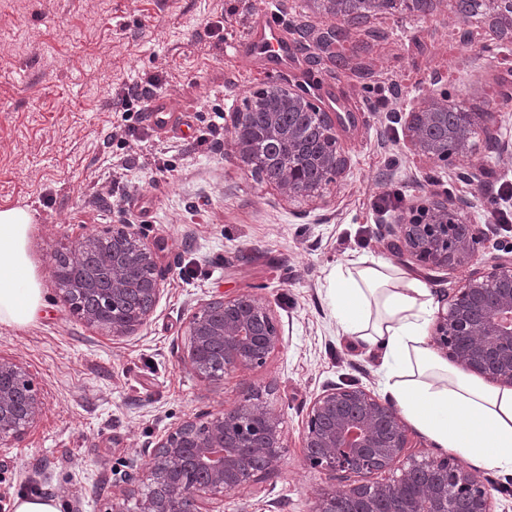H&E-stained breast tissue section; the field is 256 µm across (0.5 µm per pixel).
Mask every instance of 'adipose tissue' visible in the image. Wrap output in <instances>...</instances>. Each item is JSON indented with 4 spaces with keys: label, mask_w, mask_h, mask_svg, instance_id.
I'll return each instance as SVG.
<instances>
[{
    "label": "adipose tissue",
    "mask_w": 512,
    "mask_h": 512,
    "mask_svg": "<svg viewBox=\"0 0 512 512\" xmlns=\"http://www.w3.org/2000/svg\"><path fill=\"white\" fill-rule=\"evenodd\" d=\"M32 230L28 209L0 208V323L18 328L43 306L28 251ZM330 294L343 333L382 348L383 389L424 433L465 458L512 470V388L450 369L427 346L432 298L418 278L362 256L337 266Z\"/></svg>",
    "instance_id": "obj_1"
}]
</instances>
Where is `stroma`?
<instances>
[{
  "mask_svg": "<svg viewBox=\"0 0 512 512\" xmlns=\"http://www.w3.org/2000/svg\"><path fill=\"white\" fill-rule=\"evenodd\" d=\"M260 13L277 14L291 47L277 72L232 50ZM491 20L463 23L446 5L353 26L312 0H0V207L33 214L44 300L29 327L0 324V357L24 368L42 402L36 423L0 444V506L37 494L61 512H111L160 437L250 393L280 415L282 464L213 512H313L335 482L303 456L311 399L332 384L382 392L378 353L336 324V266L391 259L384 225L445 198L471 201L467 219L488 233L483 258L512 250V223L499 221L512 194L498 192L512 186V35L493 36ZM333 29L344 38L321 50ZM136 83L153 84L171 110L110 140L118 95ZM272 85L355 115L341 134L347 168L319 195L281 196L239 161L228 131L219 145L199 142L216 113ZM443 94L487 129L448 165L415 150L407 132L410 113ZM488 135L502 152L487 150ZM471 166L484 169L481 182L462 178ZM116 224L156 247L163 274L148 322L128 337L75 313L56 275V253ZM241 293L273 310L283 345L264 365L200 378L182 360L188 317Z\"/></svg>",
  "mask_w": 512,
  "mask_h": 512,
  "instance_id": "1",
  "label": "stroma"
}]
</instances>
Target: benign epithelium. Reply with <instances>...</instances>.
<instances>
[{
  "label": "benign epithelium",
  "instance_id": "benign-epithelium-1",
  "mask_svg": "<svg viewBox=\"0 0 512 512\" xmlns=\"http://www.w3.org/2000/svg\"><path fill=\"white\" fill-rule=\"evenodd\" d=\"M325 10L346 21L359 13L384 12L396 0H321ZM491 7L493 27L512 33V0H476ZM476 112H456L448 126V103L430 102L410 113L411 142L433 159L448 161L472 150L479 122ZM236 154L255 168H278L267 182L282 193L313 196L339 179L347 166L335 127L340 113L322 112L306 96L288 92L231 113ZM455 149L448 150V142ZM471 201L450 206L438 201L386 225L390 248L428 269L464 271L463 282L438 310L432 328L433 346L462 370L512 387V256L481 261L488 233L461 215ZM79 250L95 258L74 273L59 267L72 291L112 304L132 295L146 298L129 316L119 318L90 308L88 322L131 336L150 318L160 294L162 273L152 247L129 224L112 226V252H99V238L85 235ZM183 359L204 378L214 370L259 366L282 345L280 329L262 300L254 294L214 299L191 313ZM40 401L18 364L0 358V443L19 438L36 420ZM407 425L387 400L353 385H330L310 401L303 451L313 469L337 480L362 481L326 491L314 512H493L483 481L457 457L405 456ZM284 448L280 419L268 407L244 398L235 409L189 418L155 444L145 468L129 473L128 492L138 496V512H205L204 501L250 486L258 475L280 464ZM401 467L399 477L370 483L364 478Z\"/></svg>",
  "mask_w": 512,
  "mask_h": 512
}]
</instances>
